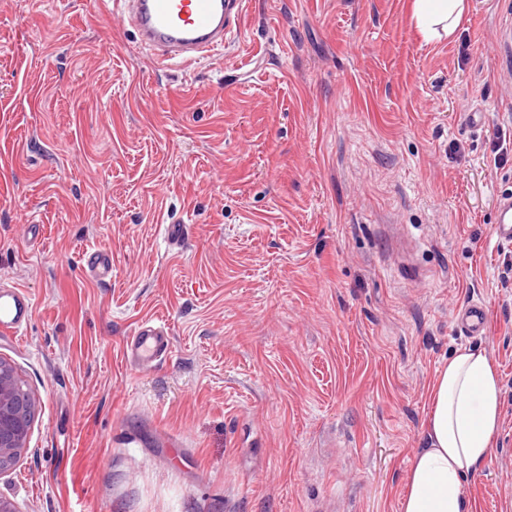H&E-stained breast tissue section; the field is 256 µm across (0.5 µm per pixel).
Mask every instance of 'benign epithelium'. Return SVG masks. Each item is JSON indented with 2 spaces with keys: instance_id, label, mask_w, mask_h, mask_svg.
<instances>
[{
  "instance_id": "obj_1",
  "label": "benign epithelium",
  "mask_w": 512,
  "mask_h": 512,
  "mask_svg": "<svg viewBox=\"0 0 512 512\" xmlns=\"http://www.w3.org/2000/svg\"><path fill=\"white\" fill-rule=\"evenodd\" d=\"M34 401L16 369L0 358V474L26 447L34 421Z\"/></svg>"
}]
</instances>
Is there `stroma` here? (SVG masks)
<instances>
[{"instance_id": "1", "label": "stroma", "mask_w": 512, "mask_h": 512, "mask_svg": "<svg viewBox=\"0 0 512 512\" xmlns=\"http://www.w3.org/2000/svg\"><path fill=\"white\" fill-rule=\"evenodd\" d=\"M244 2L221 61L157 70L114 0H0V283L34 302L0 358L36 405L0 496L399 512L430 382L468 347L502 422L467 512H512V0H466L432 39L412 0ZM91 249L111 282L82 273ZM472 299L479 339L453 319ZM143 318L172 341L148 371L122 355ZM492 235L498 244L512 245V192L499 195L495 203ZM83 271L100 282L112 279V253L94 249L85 251L81 256Z\"/></svg>"}]
</instances>
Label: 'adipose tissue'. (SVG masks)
<instances>
[{"mask_svg":"<svg viewBox=\"0 0 512 512\" xmlns=\"http://www.w3.org/2000/svg\"><path fill=\"white\" fill-rule=\"evenodd\" d=\"M422 34L455 31L464 0H413ZM502 420L500 375L480 350L454 351L438 369L423 422L424 446L412 459L399 512H466L465 484L496 444Z\"/></svg>","mask_w":512,"mask_h":512,"instance_id":"adipose-tissue-1","label":"adipose tissue"}]
</instances>
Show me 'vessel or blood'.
<instances>
[{"label": "vessel or blood", "instance_id": "vessel-or-blood-1", "mask_svg": "<svg viewBox=\"0 0 512 512\" xmlns=\"http://www.w3.org/2000/svg\"><path fill=\"white\" fill-rule=\"evenodd\" d=\"M122 17L135 31L148 61L165 68L193 65L200 58L222 50L242 26L243 0H119ZM492 235L497 243L512 245V192L496 200ZM83 271L101 282L112 279L111 252L94 249L81 256ZM34 304L25 289L0 286V336L22 333ZM484 305L470 301L455 311L460 333L477 337L486 331ZM171 351L164 325L152 319L140 321L123 344V355L139 370L155 366Z\"/></svg>", "mask_w": 512, "mask_h": 512}]
</instances>
